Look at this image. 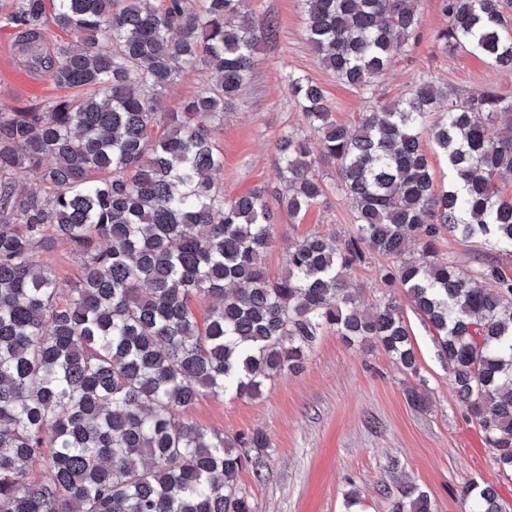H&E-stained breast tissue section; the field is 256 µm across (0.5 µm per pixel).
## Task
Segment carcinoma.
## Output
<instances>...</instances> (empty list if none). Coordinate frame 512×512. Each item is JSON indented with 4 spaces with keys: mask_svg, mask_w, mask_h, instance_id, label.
Segmentation results:
<instances>
[{
    "mask_svg": "<svg viewBox=\"0 0 512 512\" xmlns=\"http://www.w3.org/2000/svg\"><path fill=\"white\" fill-rule=\"evenodd\" d=\"M0 0L21 64L59 89L26 109L0 107V512H258L238 475L268 448L259 433L229 438L183 417L204 396L255 398L302 367L332 329L379 347L417 374L402 293L433 330L465 414L481 425L500 468L512 470V275L483 262L470 274L432 259L442 233L512 252V92L448 97L430 75L350 124L333 117L309 77L284 75L311 143L285 133L277 206L263 190L224 198V155L212 130L240 97L276 24L244 0ZM419 0H304L305 38L321 64L369 94L410 52ZM448 28L435 41L512 69L502 0H441ZM71 33L50 37L51 26ZM107 41L109 48L100 49ZM216 73L180 112L158 111L190 71ZM448 164L434 184L421 137ZM336 167L356 232L288 243L264 268L275 209L302 218L325 198L317 168ZM33 171L40 193L20 188ZM69 243L82 256L66 286L34 253ZM421 244L429 259L406 256ZM370 248L388 259L386 292L362 309L347 272ZM208 303L198 319L192 303ZM466 512H502L477 483ZM391 512H433L407 483Z\"/></svg>",
    "mask_w": 512,
    "mask_h": 512,
    "instance_id": "obj_1",
    "label": "carcinoma"
}]
</instances>
